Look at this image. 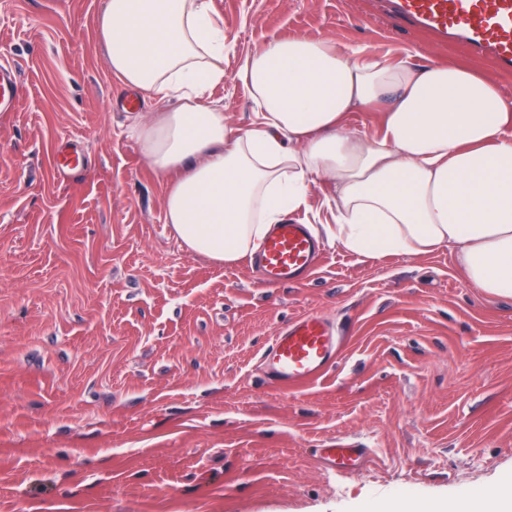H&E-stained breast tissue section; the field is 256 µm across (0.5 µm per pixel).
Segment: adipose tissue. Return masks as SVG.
Returning a JSON list of instances; mask_svg holds the SVG:
<instances>
[{
	"mask_svg": "<svg viewBox=\"0 0 512 512\" xmlns=\"http://www.w3.org/2000/svg\"><path fill=\"white\" fill-rule=\"evenodd\" d=\"M96 31L113 78L168 104L132 131L190 252L254 257L318 183L348 252L449 249L475 287L512 296V96L485 71L273 38L240 65L255 115L241 130L208 99L224 81L211 0H105ZM352 112L377 113L376 131L353 128Z\"/></svg>",
	"mask_w": 512,
	"mask_h": 512,
	"instance_id": "1",
	"label": "adipose tissue"
}]
</instances>
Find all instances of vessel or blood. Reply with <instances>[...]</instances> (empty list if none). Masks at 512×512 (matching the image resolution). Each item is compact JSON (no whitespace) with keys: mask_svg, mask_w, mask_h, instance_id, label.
I'll return each mask as SVG.
<instances>
[{"mask_svg":"<svg viewBox=\"0 0 512 512\" xmlns=\"http://www.w3.org/2000/svg\"><path fill=\"white\" fill-rule=\"evenodd\" d=\"M396 21L465 48L512 73V0H382ZM21 96L15 65L0 61V112L12 111ZM322 251L309 225L285 221L273 225L259 255L264 284L299 283L316 270ZM342 338L328 319L307 313L281 327L261 357L266 378L278 386L303 385L323 375L336 362ZM367 452L360 445L336 441L321 449L328 468L352 470Z\"/></svg>","mask_w":512,"mask_h":512,"instance_id":"b4317fda","label":"vessel or blood"}]
</instances>
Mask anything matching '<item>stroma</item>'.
Wrapping results in <instances>:
<instances>
[{
  "mask_svg": "<svg viewBox=\"0 0 512 512\" xmlns=\"http://www.w3.org/2000/svg\"><path fill=\"white\" fill-rule=\"evenodd\" d=\"M103 0H0V57L22 97L0 112V512H404L512 479V297L450 251L381 260L335 239L299 284L189 252L131 134L165 109L125 88L96 35ZM224 81L210 101L246 128L241 59L273 37L486 59L392 27L379 0H211ZM73 141L76 174L54 169ZM338 323L314 382L279 387L259 358L291 318ZM336 438L369 450L341 473ZM411 486L410 497L396 490Z\"/></svg>",
  "mask_w": 512,
  "mask_h": 512,
  "instance_id": "1",
  "label": "stroma"
}]
</instances>
